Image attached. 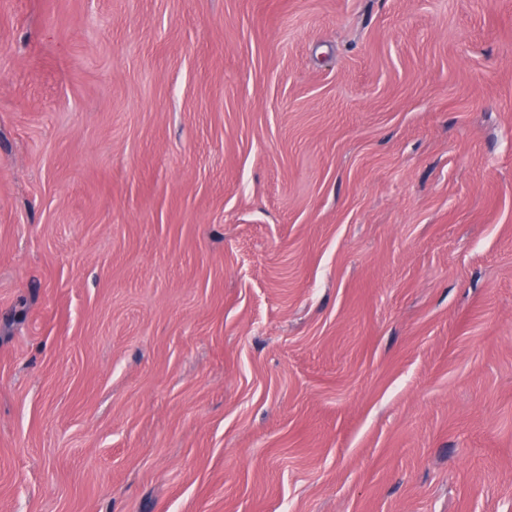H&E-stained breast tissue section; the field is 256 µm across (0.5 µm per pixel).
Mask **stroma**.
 <instances>
[{
	"label": "stroma",
	"instance_id": "stroma-1",
	"mask_svg": "<svg viewBox=\"0 0 512 512\" xmlns=\"http://www.w3.org/2000/svg\"><path fill=\"white\" fill-rule=\"evenodd\" d=\"M0 512H512V0H0Z\"/></svg>",
	"mask_w": 512,
	"mask_h": 512
}]
</instances>
